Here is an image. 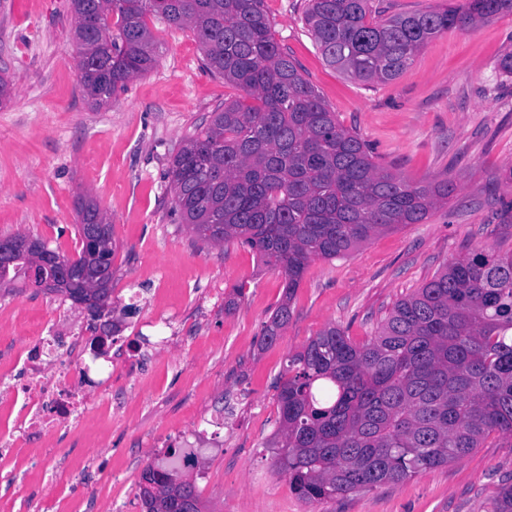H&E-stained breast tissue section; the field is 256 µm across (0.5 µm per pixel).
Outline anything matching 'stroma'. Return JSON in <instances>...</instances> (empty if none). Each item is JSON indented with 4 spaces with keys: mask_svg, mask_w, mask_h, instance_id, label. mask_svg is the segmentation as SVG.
Instances as JSON below:
<instances>
[{
    "mask_svg": "<svg viewBox=\"0 0 512 512\" xmlns=\"http://www.w3.org/2000/svg\"><path fill=\"white\" fill-rule=\"evenodd\" d=\"M307 3L265 8L339 123L378 166L416 183L448 177L457 191L423 223L314 261L288 326L265 347L281 275L246 246L203 244L172 208L173 154L235 94L204 67L193 33L148 17L157 65L97 108L78 87L70 0H0V77L11 87L0 102V236H36L76 256L75 205L88 195L117 245L112 358L91 364L87 414L51 436L31 439L0 418L17 448L0 458V512H142L136 483L150 463L193 483L203 512H494L512 485V441L500 437L410 480L320 502L293 493L273 467L267 443L290 353L331 324L363 343L398 300L474 246L512 253V77L497 68L512 51V14L443 33L398 79L366 85L326 65L303 23ZM60 326L101 333L63 295L0 291V364Z\"/></svg>",
    "mask_w": 512,
    "mask_h": 512,
    "instance_id": "35a3bbf8",
    "label": "stroma"
}]
</instances>
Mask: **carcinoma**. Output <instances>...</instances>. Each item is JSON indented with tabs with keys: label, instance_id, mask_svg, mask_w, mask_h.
<instances>
[{
	"label": "carcinoma",
	"instance_id": "obj_1",
	"mask_svg": "<svg viewBox=\"0 0 512 512\" xmlns=\"http://www.w3.org/2000/svg\"><path fill=\"white\" fill-rule=\"evenodd\" d=\"M370 0H310L304 23L325 63L360 82L389 83L433 38L512 13V0L372 17ZM79 88L103 107L157 63L152 15L192 31L208 69L242 96L195 127L168 171L174 209L203 242L237 241L285 281L265 323L275 342L310 263L348 255L380 231L419 224L457 191L378 167L364 141L303 77L275 38L265 0H71ZM78 223L106 220L79 197ZM33 253L0 266L19 292ZM112 280L92 320L110 306ZM274 467L309 502L404 482L459 461L493 433L512 440V254L477 245L398 301L376 334L351 343L330 325L288 356L278 392ZM137 483L143 512H202L195 487Z\"/></svg>",
	"mask_w": 512,
	"mask_h": 512
}]
</instances>
